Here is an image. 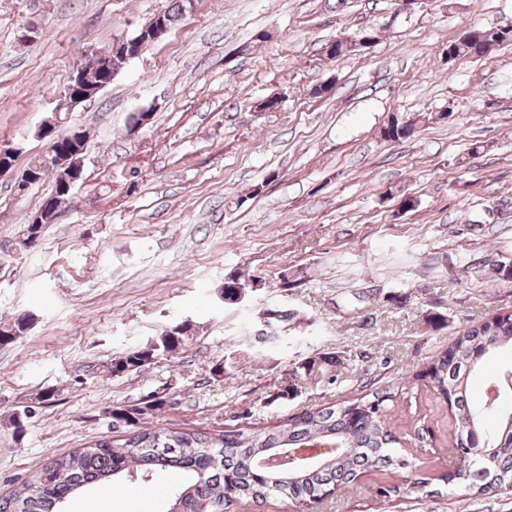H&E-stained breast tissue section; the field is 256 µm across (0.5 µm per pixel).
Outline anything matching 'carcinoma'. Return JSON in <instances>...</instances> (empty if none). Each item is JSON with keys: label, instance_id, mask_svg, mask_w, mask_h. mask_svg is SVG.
Wrapping results in <instances>:
<instances>
[{"label": "carcinoma", "instance_id": "obj_1", "mask_svg": "<svg viewBox=\"0 0 512 512\" xmlns=\"http://www.w3.org/2000/svg\"><path fill=\"white\" fill-rule=\"evenodd\" d=\"M194 0H170L162 12L168 27L182 22L193 11ZM512 41V33L501 28H477L451 46L456 56H480L488 42ZM414 134L411 122L391 119L383 136L395 141ZM52 156L85 151L86 139L71 142L54 134ZM28 167L43 180L55 175L54 189L43 200V220L52 223L60 201L70 199L64 190L65 171L39 156ZM44 224H26L22 245H38ZM260 277L224 278V303L235 301L241 290L264 288ZM33 319L23 314L0 321V346L23 336ZM193 327L177 324L160 331L146 344L113 358L107 377H121L151 363L160 354H176L186 344ZM494 360L499 370L490 380L488 392L477 400L470 389L473 375ZM341 360L327 353L310 356L288 370L285 384L270 403H288L300 397L312 383L333 382ZM512 374V312L500 314L494 323L478 322L461 329L448 346L437 352L409 383L426 382L442 400L450 401L455 422L451 463L454 472L447 482L463 479L475 497L495 491H512V390L494 394V386ZM399 394V387L385 386L344 404L307 407L276 421L214 431L204 427L143 430L141 421L165 409L168 401L152 392L134 404L112 408V428L123 427L117 440L102 438L85 448L53 458L33 471L14 491L0 498V512H75L80 496L101 494L102 512H112V493L127 488L150 502L161 503L162 512H231V507L252 502L263 504L284 498L304 507L335 494H349L366 470L389 472L406 462L399 456L400 439L391 429L386 403ZM320 449L319 459L296 466L293 471L261 465L277 451L297 453ZM436 478L415 479L383 489L389 498L421 494L441 495Z\"/></svg>", "mask_w": 512, "mask_h": 512}]
</instances>
